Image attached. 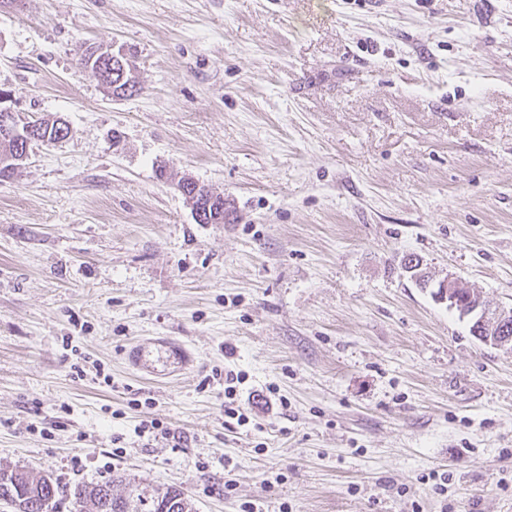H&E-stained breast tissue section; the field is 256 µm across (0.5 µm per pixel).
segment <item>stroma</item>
<instances>
[{"label":"stroma","mask_w":512,"mask_h":512,"mask_svg":"<svg viewBox=\"0 0 512 512\" xmlns=\"http://www.w3.org/2000/svg\"><path fill=\"white\" fill-rule=\"evenodd\" d=\"M0 103L71 129L0 181V468L196 512H512V348L401 269L512 307V0H0ZM161 341L192 362L129 365ZM88 48L89 54H93V56H87L85 55L84 51L80 55V64L86 68L91 70V72L103 81L107 83V88L111 90L113 95L117 96H131L134 92L137 90L134 89V81H130L129 77V63L126 65L125 58L121 54H117L112 52L111 48L103 47L100 45H87L84 47V49ZM97 56H100L102 58H108L111 59V62L109 60H101L100 58H96L92 60V58H95ZM112 65H110V63ZM113 67V70H112ZM128 69V76L123 82H119V76L118 77H112V71L114 74H119L121 76V79H124L127 74ZM131 82V84H130ZM187 184L189 186L187 188H184L183 186L187 185ZM194 186H195V189L193 190V192L189 193L188 190L194 188ZM201 186L202 185L193 178H188V180L181 183L180 191L186 197V201L191 208L194 220L199 224H205L204 222L207 221V220H205V216H207L209 223L225 221L226 213H224V220H222V214L218 215L216 213L215 209L213 210V215H212V211L210 214V204H208L205 207L206 213H207V215H205L203 205L201 203H198V191ZM213 224H221V223H213ZM242 375L233 374L229 371L224 377V415L229 418H236L237 423L241 426L246 425L248 417L240 410L239 406L234 407L236 397V382L241 383ZM226 399L230 401H226Z\"/></svg>","instance_id":"1"}]
</instances>
